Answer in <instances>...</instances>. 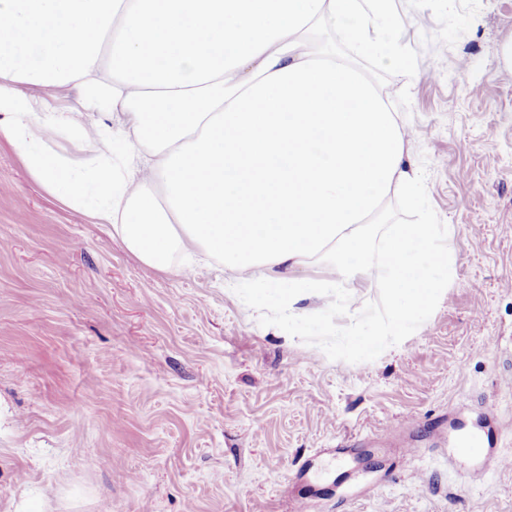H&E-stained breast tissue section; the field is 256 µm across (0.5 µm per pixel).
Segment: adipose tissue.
Instances as JSON below:
<instances>
[{
    "label": "adipose tissue",
    "instance_id": "obj_1",
    "mask_svg": "<svg viewBox=\"0 0 512 512\" xmlns=\"http://www.w3.org/2000/svg\"><path fill=\"white\" fill-rule=\"evenodd\" d=\"M317 22L354 61L309 47ZM0 25V137L142 264L204 253L291 307L378 271L392 308L351 333L366 349L406 335L447 287L452 225L372 223L391 194L417 195L407 129L358 64L409 65L388 0H0ZM49 83L114 128L87 132L85 112L29 91Z\"/></svg>",
    "mask_w": 512,
    "mask_h": 512
}]
</instances>
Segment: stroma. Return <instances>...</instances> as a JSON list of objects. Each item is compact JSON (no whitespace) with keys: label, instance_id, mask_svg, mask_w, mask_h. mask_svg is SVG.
<instances>
[{"label":"stroma","instance_id":"35a3bbf8","mask_svg":"<svg viewBox=\"0 0 512 512\" xmlns=\"http://www.w3.org/2000/svg\"><path fill=\"white\" fill-rule=\"evenodd\" d=\"M390 8L411 70L361 65L418 132L421 190L380 224L454 225L455 264L375 350L347 347L352 318L319 298L255 305L218 259L142 264L0 138V512H288L305 482L307 512H512V0ZM345 289L387 319L377 275ZM464 430L490 443L479 484Z\"/></svg>","mask_w":512,"mask_h":512}]
</instances>
